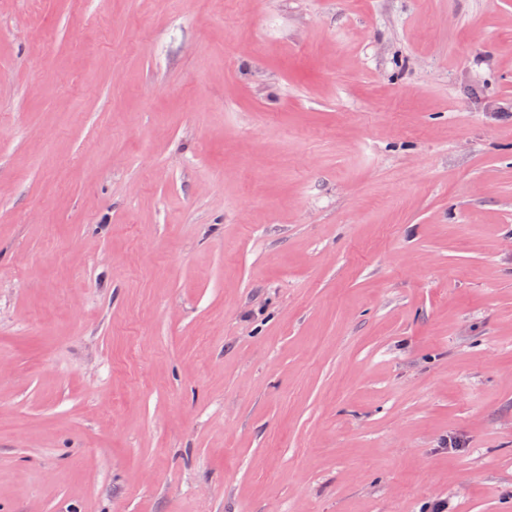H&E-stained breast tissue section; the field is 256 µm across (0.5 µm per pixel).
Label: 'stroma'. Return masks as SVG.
I'll return each instance as SVG.
<instances>
[{
    "label": "stroma",
    "instance_id": "stroma-1",
    "mask_svg": "<svg viewBox=\"0 0 512 512\" xmlns=\"http://www.w3.org/2000/svg\"><path fill=\"white\" fill-rule=\"evenodd\" d=\"M512 512V0H0V512Z\"/></svg>",
    "mask_w": 512,
    "mask_h": 512
}]
</instances>
